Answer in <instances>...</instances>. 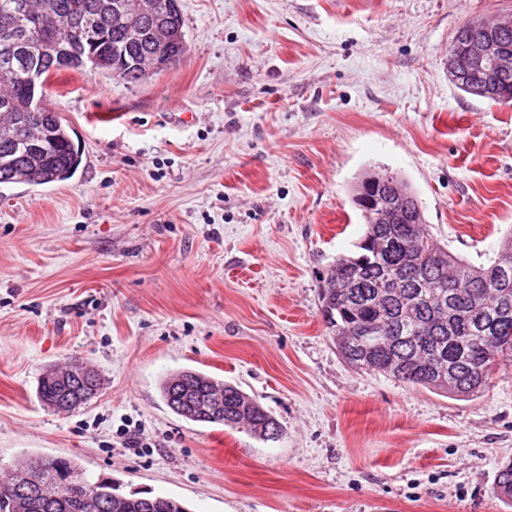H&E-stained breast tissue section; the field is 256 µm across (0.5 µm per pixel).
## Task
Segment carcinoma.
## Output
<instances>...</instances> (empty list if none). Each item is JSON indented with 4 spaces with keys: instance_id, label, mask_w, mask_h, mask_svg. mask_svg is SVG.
<instances>
[{
    "instance_id": "carcinoma-1",
    "label": "carcinoma",
    "mask_w": 512,
    "mask_h": 512,
    "mask_svg": "<svg viewBox=\"0 0 512 512\" xmlns=\"http://www.w3.org/2000/svg\"><path fill=\"white\" fill-rule=\"evenodd\" d=\"M0 0V185L40 186L68 180L81 153L63 118L43 110L41 122L23 132L39 148H16L13 131L23 124L29 90L21 73L4 59L13 34H29L35 54L29 62L49 65L61 58H98V69L126 82L141 79L152 56L176 63L187 50L180 8L175 0H154V14L127 32V17L116 0ZM501 18L461 26L453 41L466 44L498 29ZM506 47L500 61L484 60L459 68L455 87L502 104L512 99V28L499 29ZM388 198L403 212L395 220L374 217L373 203ZM366 231L354 256H340L323 276L321 312L327 334L342 359L357 371L390 376L458 399L478 396L502 365L512 363V232L504 235L496 257L475 266L452 254L426 229L423 208L407 182L388 172L368 174L353 188ZM69 362L47 370L38 395L56 411L69 413L87 402L86 390ZM167 407L194 423L243 427L268 441L282 434L278 420L239 387L191 369L160 384ZM180 399H175L174 395ZM37 481L44 496L32 503L16 487ZM495 494L512 506V461L503 464ZM0 512H187L170 497H126L112 481L94 479L66 457L32 456L0 479Z\"/></svg>"
}]
</instances>
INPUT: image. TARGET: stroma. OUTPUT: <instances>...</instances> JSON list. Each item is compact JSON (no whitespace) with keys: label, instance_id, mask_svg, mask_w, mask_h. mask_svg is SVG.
Here are the masks:
<instances>
[{"label":"stroma","instance_id":"35a3bbf8","mask_svg":"<svg viewBox=\"0 0 512 512\" xmlns=\"http://www.w3.org/2000/svg\"><path fill=\"white\" fill-rule=\"evenodd\" d=\"M188 50L129 83L51 74L82 153L68 180L0 186V473L76 459L189 512H512V367L456 400L337 354L319 277L365 225L352 188L406 179L428 229L479 265L512 229V105L456 89L448 48L512 0H179ZM100 375L69 413L38 379ZM236 385L276 441L192 423L159 385ZM130 425L139 439L119 434Z\"/></svg>","mask_w":512,"mask_h":512}]
</instances>
